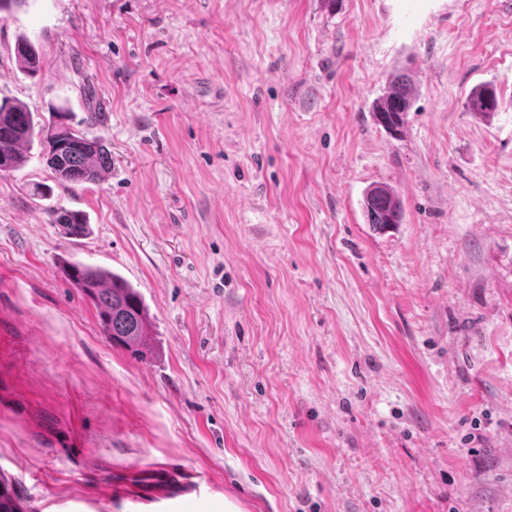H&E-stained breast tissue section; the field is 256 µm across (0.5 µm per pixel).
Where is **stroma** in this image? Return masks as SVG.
Masks as SVG:
<instances>
[{
  "label": "stroma",
  "instance_id": "35a3bbf8",
  "mask_svg": "<svg viewBox=\"0 0 512 512\" xmlns=\"http://www.w3.org/2000/svg\"><path fill=\"white\" fill-rule=\"evenodd\" d=\"M404 65L394 137L372 105ZM3 98L112 154L96 184L37 138L0 171V473L29 512H512V0H23ZM376 184L402 223H368ZM63 258L139 291L147 357ZM16 55L27 74L34 75L40 70L39 52L29 41L23 39L17 42ZM467 108L470 112L485 116L498 112L499 100L495 90L487 88L474 91L468 98ZM49 221L53 224H60L66 235L71 237L84 236L88 231L86 215L65 207L51 209L49 211Z\"/></svg>",
  "mask_w": 512,
  "mask_h": 512
}]
</instances>
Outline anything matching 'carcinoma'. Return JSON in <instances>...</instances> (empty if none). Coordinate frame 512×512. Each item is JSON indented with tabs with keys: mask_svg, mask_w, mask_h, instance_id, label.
Masks as SVG:
<instances>
[{
	"mask_svg": "<svg viewBox=\"0 0 512 512\" xmlns=\"http://www.w3.org/2000/svg\"><path fill=\"white\" fill-rule=\"evenodd\" d=\"M16 55L29 75L41 68L38 50L27 40L16 44ZM416 92L413 78L399 68L389 75L384 93L373 106L374 117L390 135L397 136L405 123ZM471 112L490 115L499 108L495 90L474 91L467 101ZM53 121L43 133L42 155L46 165L61 183H98L112 165L108 149L90 140L66 123L65 110L51 108ZM35 134L33 113L16 100L0 102V170L13 171L25 164L22 147ZM369 223L378 229L399 224L403 208L398 193L388 185L369 188L364 197ZM49 221L59 224L66 235L79 237L88 231L86 215L65 207L49 211ZM62 270L89 298L103 335L114 347L140 354L148 346L151 324L140 294L121 275L80 262L63 261ZM0 512H25L12 484L0 475Z\"/></svg>",
	"mask_w": 512,
	"mask_h": 512,
	"instance_id": "obj_1",
	"label": "carcinoma"
}]
</instances>
